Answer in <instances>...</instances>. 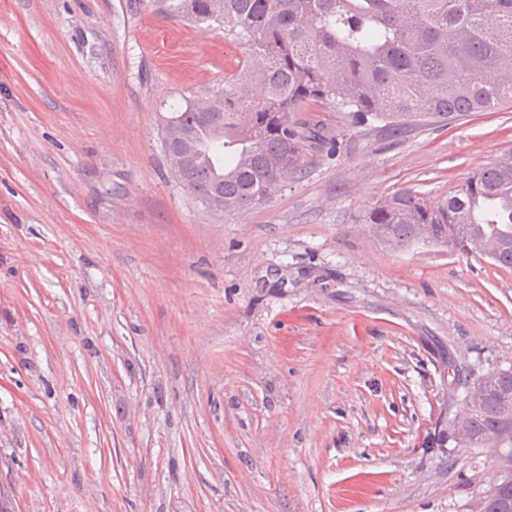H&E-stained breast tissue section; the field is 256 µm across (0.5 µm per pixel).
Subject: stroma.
Here are the masks:
<instances>
[{
	"label": "stroma",
	"mask_w": 512,
	"mask_h": 512,
	"mask_svg": "<svg viewBox=\"0 0 512 512\" xmlns=\"http://www.w3.org/2000/svg\"><path fill=\"white\" fill-rule=\"evenodd\" d=\"M242 48L151 0H0L8 512H476L457 383L512 366V270L363 222L512 153V107L391 135L321 107L266 204L171 178L160 113Z\"/></svg>",
	"instance_id": "35a3bbf8"
}]
</instances>
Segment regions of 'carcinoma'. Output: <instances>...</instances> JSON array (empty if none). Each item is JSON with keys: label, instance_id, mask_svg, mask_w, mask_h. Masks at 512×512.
<instances>
[{"label": "carcinoma", "instance_id": "1", "mask_svg": "<svg viewBox=\"0 0 512 512\" xmlns=\"http://www.w3.org/2000/svg\"><path fill=\"white\" fill-rule=\"evenodd\" d=\"M171 17L224 27L245 48L221 102L186 99L168 112L172 141L192 135L182 177L224 213L266 203L301 170L321 124L313 105L397 134L512 104V0H154ZM224 113V120L206 116ZM395 246L431 241L512 269V166L491 165L435 202L401 188L364 215ZM466 443L512 438V367L461 384ZM487 512H512L495 477Z\"/></svg>", "mask_w": 512, "mask_h": 512}]
</instances>
